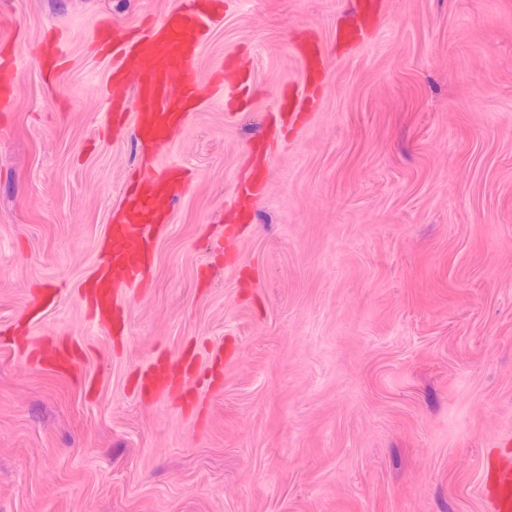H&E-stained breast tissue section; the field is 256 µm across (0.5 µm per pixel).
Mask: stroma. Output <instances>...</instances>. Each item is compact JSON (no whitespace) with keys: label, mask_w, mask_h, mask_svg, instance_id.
<instances>
[{"label":"stroma","mask_w":512,"mask_h":512,"mask_svg":"<svg viewBox=\"0 0 512 512\" xmlns=\"http://www.w3.org/2000/svg\"><path fill=\"white\" fill-rule=\"evenodd\" d=\"M183 2L0 0L17 68L0 112V512H485L484 454L512 437V0H382L346 52V0H224L198 66L249 58V101L215 94L158 157L193 183L115 341L75 290L141 154L106 125L94 29ZM305 33L325 74L309 117L278 127L306 90ZM273 126L266 184L224 239ZM37 284L61 298L33 335L81 344L95 396L12 346ZM187 349L206 367L229 354L198 411L144 400L137 369Z\"/></svg>","instance_id":"1"}]
</instances>
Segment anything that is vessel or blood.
Returning <instances> with one entry per match:
<instances>
[{"label":"vessel or blood","instance_id":"b4317fda","mask_svg":"<svg viewBox=\"0 0 512 512\" xmlns=\"http://www.w3.org/2000/svg\"><path fill=\"white\" fill-rule=\"evenodd\" d=\"M380 0H353L351 20L337 27L336 41L345 48L357 45L369 23L380 12ZM224 19L223 0H192L145 30L135 31L117 22H104L95 32L96 41L112 50V119L121 122L127 97H134V138L155 160L186 125L192 112L211 97L213 89L199 70L200 49L212 27ZM308 85H316L325 67V52L317 40L301 37L297 45ZM12 56L0 59V108L15 103ZM224 86L244 83L242 61L226 58L218 63ZM310 98L295 94L277 108L281 120L302 121ZM191 176L174 167L153 169L127 184L120 205L113 210L99 245L100 258L81 282L80 303L89 319L107 329L114 338L127 331V299L134 288L147 287L158 238L165 230L167 207L188 190ZM58 290L36 288L29 294L27 314L36 320L59 301ZM12 342L22 348L29 363L83 377L87 390L96 381L84 373L85 360L78 343H54L15 333ZM199 369L196 355L181 353L155 362L139 374L142 390L150 394H177L188 390ZM482 490L490 512H512V448L488 455L482 470Z\"/></svg>","mask_w":512,"mask_h":512}]
</instances>
